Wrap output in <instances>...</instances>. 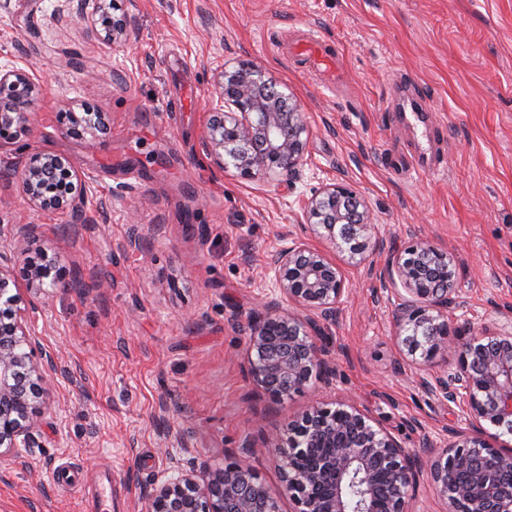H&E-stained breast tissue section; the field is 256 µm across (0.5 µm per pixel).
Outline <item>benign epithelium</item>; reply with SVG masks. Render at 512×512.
<instances>
[{
	"label": "benign epithelium",
	"instance_id": "7a95c632",
	"mask_svg": "<svg viewBox=\"0 0 512 512\" xmlns=\"http://www.w3.org/2000/svg\"><path fill=\"white\" fill-rule=\"evenodd\" d=\"M54 15L85 23L88 34L117 48L129 45L127 16L109 12V0H58ZM44 81L28 65L0 68V148L29 137ZM218 105L209 107L205 138L213 163L224 159L244 176L291 185L299 176L308 139L303 113L252 62L217 78ZM61 131L85 140L108 128L103 112L58 113ZM18 186L29 209L64 213L84 206L89 176L61 154L40 150L18 161ZM314 238L353 263L386 254L384 274L405 292L393 321L405 356L414 363L444 358L419 387L461 407L463 425L448 428L441 452L420 456L404 447L351 398L314 399L298 419L272 437L283 459L282 481L293 512H410V488L429 471L448 512H512V322L465 335L452 315L463 307L454 257L416 237L396 245L378 234L365 201L334 182L299 201ZM42 225L19 219L0 225V463L26 464L49 408L55 358L43 352L33 326L50 288H62L55 259L30 255ZM24 259L25 286L13 275ZM278 295L258 305L248 327L247 367L254 385L280 399L329 381L330 353L321 325L336 318L349 296L348 281L327 252L305 241L269 262ZM147 512H281L252 467L230 458L222 465H183L147 489Z\"/></svg>",
	"mask_w": 512,
	"mask_h": 512
}]
</instances>
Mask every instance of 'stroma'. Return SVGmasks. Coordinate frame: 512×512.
Listing matches in <instances>:
<instances>
[{
	"mask_svg": "<svg viewBox=\"0 0 512 512\" xmlns=\"http://www.w3.org/2000/svg\"><path fill=\"white\" fill-rule=\"evenodd\" d=\"M56 0H0V66L32 64L48 81L33 132L0 150V225L28 216L63 282L34 325L59 374L27 468H0V512H86L112 472V512H146L170 458L247 461L282 512L276 431L309 393L275 399L247 372L249 314L274 297L271 257L302 237L298 199L332 182L368 204L380 235L424 236L459 267V325L478 333L512 316V0H117L132 41L118 49L56 23ZM326 37L338 86L283 57L279 43ZM260 66L308 124L293 187L217 168L205 148L215 77ZM107 113L93 142L65 136L69 105ZM437 169L412 171V151ZM74 159L93 178L81 212L33 213L12 163L24 150ZM138 233L144 250L124 247ZM350 294L322 342L332 385L405 447L457 424L425 394L397 348V301L384 258L337 254ZM168 449H161V442Z\"/></svg>",
	"mask_w": 512,
	"mask_h": 512,
	"instance_id": "1",
	"label": "stroma"
}]
</instances>
